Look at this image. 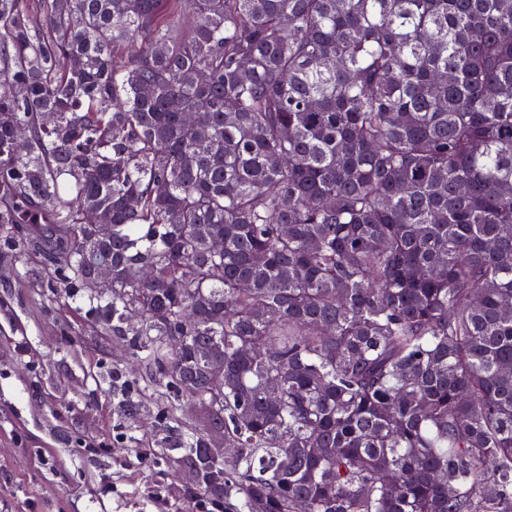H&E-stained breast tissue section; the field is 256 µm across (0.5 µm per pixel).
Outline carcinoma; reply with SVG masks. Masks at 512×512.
Returning <instances> with one entry per match:
<instances>
[{
  "label": "carcinoma",
  "instance_id": "obj_1",
  "mask_svg": "<svg viewBox=\"0 0 512 512\" xmlns=\"http://www.w3.org/2000/svg\"><path fill=\"white\" fill-rule=\"evenodd\" d=\"M20 266L186 512H512V0H0Z\"/></svg>",
  "mask_w": 512,
  "mask_h": 512
}]
</instances>
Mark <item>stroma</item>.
<instances>
[{
	"instance_id": "obj_1",
	"label": "stroma",
	"mask_w": 512,
	"mask_h": 512,
	"mask_svg": "<svg viewBox=\"0 0 512 512\" xmlns=\"http://www.w3.org/2000/svg\"><path fill=\"white\" fill-rule=\"evenodd\" d=\"M70 321L31 279L0 273V512H183V480L142 443L151 406L122 410L123 350L67 335Z\"/></svg>"
}]
</instances>
